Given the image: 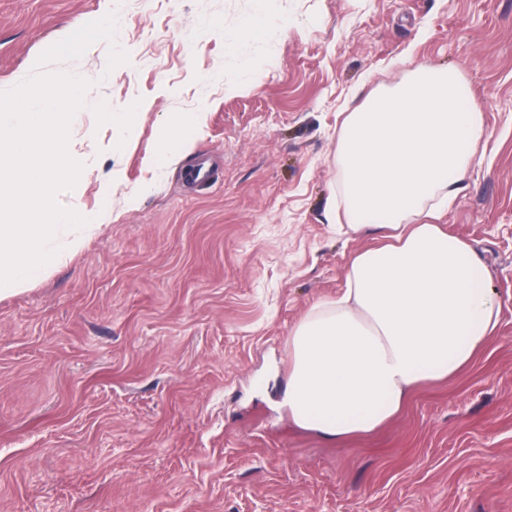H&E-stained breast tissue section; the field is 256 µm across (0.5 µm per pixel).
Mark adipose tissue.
Here are the masks:
<instances>
[{
	"label": "adipose tissue",
	"mask_w": 512,
	"mask_h": 512,
	"mask_svg": "<svg viewBox=\"0 0 512 512\" xmlns=\"http://www.w3.org/2000/svg\"><path fill=\"white\" fill-rule=\"evenodd\" d=\"M201 125L198 112L166 123L151 165L171 163ZM485 133L449 67H420L344 119L336 162L348 227L384 230L388 242L358 252L341 297L288 338L282 402L298 427L333 440L371 432L412 386L456 376L495 333L501 307L476 249L439 224Z\"/></svg>",
	"instance_id": "obj_1"
}]
</instances>
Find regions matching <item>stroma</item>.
<instances>
[{"instance_id": "stroma-1", "label": "stroma", "mask_w": 512, "mask_h": 512, "mask_svg": "<svg viewBox=\"0 0 512 512\" xmlns=\"http://www.w3.org/2000/svg\"><path fill=\"white\" fill-rule=\"evenodd\" d=\"M114 7L128 64L99 42L52 65L93 82L70 127L84 177L58 200L111 205L0 297V512H512V0H271L263 19L256 0H0V90ZM421 65L458 70L484 116L442 223L484 263L499 330L376 431L328 440L279 390L292 330L379 242L335 226L338 132ZM187 112L201 132L150 168Z\"/></svg>"}]
</instances>
